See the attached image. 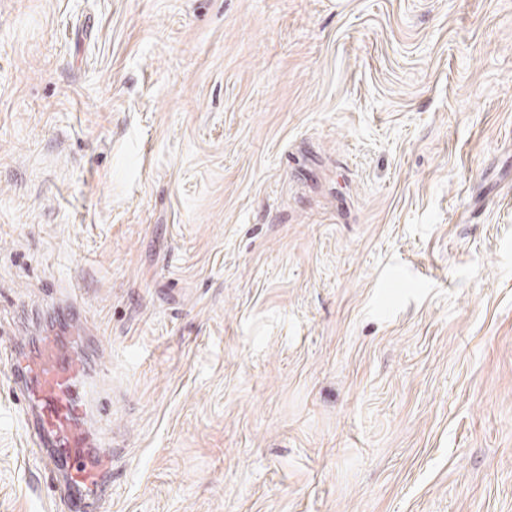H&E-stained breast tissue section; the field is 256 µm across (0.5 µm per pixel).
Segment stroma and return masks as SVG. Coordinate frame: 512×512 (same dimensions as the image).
<instances>
[{
	"mask_svg": "<svg viewBox=\"0 0 512 512\" xmlns=\"http://www.w3.org/2000/svg\"><path fill=\"white\" fill-rule=\"evenodd\" d=\"M74 287L100 512H512V0H0V512Z\"/></svg>",
	"mask_w": 512,
	"mask_h": 512,
	"instance_id": "stroma-1",
	"label": "stroma"
}]
</instances>
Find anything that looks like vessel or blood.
I'll list each match as a JSON object with an SVG mask.
<instances>
[{
	"instance_id": "vessel-or-blood-1",
	"label": "vessel or blood",
	"mask_w": 512,
	"mask_h": 512,
	"mask_svg": "<svg viewBox=\"0 0 512 512\" xmlns=\"http://www.w3.org/2000/svg\"><path fill=\"white\" fill-rule=\"evenodd\" d=\"M76 303L54 307L32 343H14L10 377L25 415L28 446L46 462L47 484L66 512H98L112 483V446L97 436L105 415L77 328Z\"/></svg>"
}]
</instances>
